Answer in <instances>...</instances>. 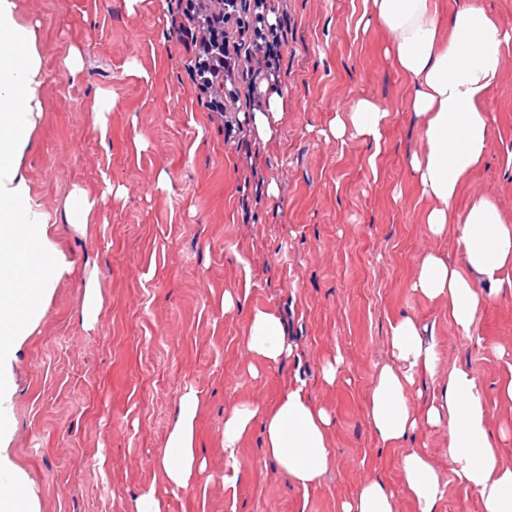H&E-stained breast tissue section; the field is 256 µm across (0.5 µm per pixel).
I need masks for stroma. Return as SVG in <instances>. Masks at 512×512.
Returning <instances> with one entry per match:
<instances>
[{
  "label": "stroma",
  "mask_w": 512,
  "mask_h": 512,
  "mask_svg": "<svg viewBox=\"0 0 512 512\" xmlns=\"http://www.w3.org/2000/svg\"><path fill=\"white\" fill-rule=\"evenodd\" d=\"M184 3L19 0L44 68V114L25 157L36 200L58 220L74 188L105 197L86 230L54 227L72 271L14 364L11 451L41 512H132L149 488L165 512H340L369 476L394 491L395 512H416L402 490L403 449L380 445L366 417L399 315L428 325L439 355L437 377L418 381L412 405L437 392L450 369L468 367L490 432L504 436L499 460L512 465V401L498 395L512 372V292L484 304L468 339L442 305L411 289L425 252L452 256L457 244L451 232L431 237L422 221L427 203L408 157L423 141L406 81L384 53L388 31L359 25L362 0H286L278 87L286 108L264 140L248 99L241 132L229 135L198 97ZM73 48L82 60L74 81L64 66ZM361 95L390 113L378 153L328 135L334 114ZM102 97L113 101L104 137L94 116ZM490 110V152L456 207L485 196L512 225V49ZM93 271L102 311L89 327L81 307ZM228 291L239 302L227 313ZM264 307L279 311L295 347L273 369L258 367L243 345L248 315ZM336 356L343 362L329 385L322 370ZM299 381L333 416L320 482L307 491L290 483L257 428L241 446L237 482L225 485V410L273 403ZM188 386L201 394L196 448L206 467L185 492L166 484L157 456ZM447 443L446 431L422 429L408 446L427 447L447 483L440 512H483L454 482Z\"/></svg>",
  "instance_id": "1"
}]
</instances>
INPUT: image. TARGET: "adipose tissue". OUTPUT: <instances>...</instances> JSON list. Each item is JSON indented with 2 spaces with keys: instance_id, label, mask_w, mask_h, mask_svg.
Here are the masks:
<instances>
[{
  "instance_id": "obj_1",
  "label": "adipose tissue",
  "mask_w": 512,
  "mask_h": 512,
  "mask_svg": "<svg viewBox=\"0 0 512 512\" xmlns=\"http://www.w3.org/2000/svg\"><path fill=\"white\" fill-rule=\"evenodd\" d=\"M361 23L390 34L387 47L406 79L409 110L420 122L424 148L408 166L427 201L430 235L454 229L457 253H425L412 289L443 304L448 321L472 337L476 317L493 295L512 288V225L495 202L475 198L461 212L454 203L462 184L483 163L492 138L490 98L501 77L512 30L502 27L483 0H457L442 12L440 0H363ZM43 63L33 27L19 21L18 0H0V512H40L27 473L9 453L15 396L14 363L38 327L58 281L72 262L57 245L52 218L35 200L23 159L42 118L38 90ZM390 114L374 99L357 98L329 124L332 137L353 136L381 147ZM427 328L403 315L389 324L391 362L380 369L368 395L366 416L376 440L403 447L422 428L448 432V459L457 483L475 493L483 512H512V467L501 464L488 429L484 395L469 368H452L438 394L412 406L409 394L423 376H435L438 354ZM246 350L275 367L288 359L280 313L257 308L247 318ZM198 392L185 388L157 461L166 483L192 490L204 468L196 448ZM333 419L303 385H293L268 407L242 404L224 414L225 481H236L237 455L254 428L263 432L268 460L302 489L316 486L330 462ZM403 489L419 512H439L446 484L426 449H405L399 459ZM341 512H395V494L381 479H366Z\"/></svg>"
}]
</instances>
